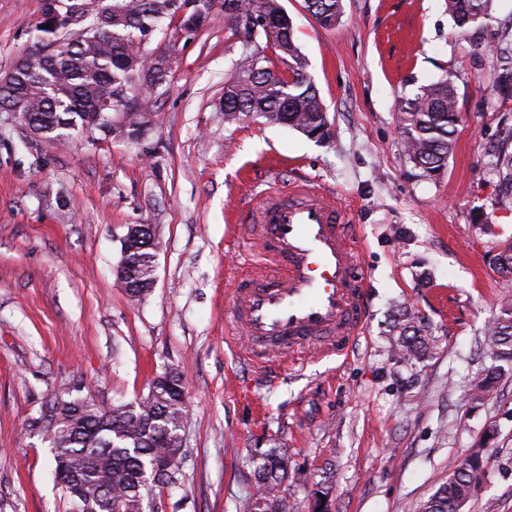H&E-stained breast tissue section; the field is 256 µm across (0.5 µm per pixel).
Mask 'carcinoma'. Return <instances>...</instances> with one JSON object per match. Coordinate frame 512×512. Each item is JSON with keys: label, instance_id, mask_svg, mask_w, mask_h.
<instances>
[{"label": "carcinoma", "instance_id": "1", "mask_svg": "<svg viewBox=\"0 0 512 512\" xmlns=\"http://www.w3.org/2000/svg\"><path fill=\"white\" fill-rule=\"evenodd\" d=\"M492 2L448 0V13L463 29L488 17ZM215 8L224 11L245 40L273 43L287 67L283 73L266 65L264 58L242 55L233 81L224 88V119L235 121L254 114L271 125L322 128L327 109L306 75L280 0H249L244 8L238 0H201L197 20L204 21ZM305 8L324 27L335 25L343 14L342 0H305ZM175 16L173 0H112V15L102 27L65 43L35 67L15 71L11 84L0 85V100L20 105L41 126L73 117L81 126L91 121L96 103L110 93L112 111L128 115L126 127L112 136L139 140L148 132L140 113L151 111L152 99L131 103L122 97L123 91L134 84L152 89L164 84L170 59L145 65L137 37L142 23L153 22L160 29ZM497 82L500 95L512 97V56L503 62ZM398 111L409 159L424 175L439 174L454 149L461 122L453 82L445 78L420 88L413 98L398 101ZM494 172L503 193L511 195L512 152L505 146L496 152ZM132 261L137 264V278L126 293L138 300L151 290L153 254L139 248L132 253ZM394 328L401 359L419 361L430 356L429 339L409 313H400ZM486 341L499 359L471 380L477 397L512 372V303L504 304L488 325ZM183 388L179 374L169 371L153 380L147 397L112 408L89 395L53 393L47 398L49 412L39 410L27 420L26 429L48 437L55 481L68 498L79 495L91 505V512H145V502L157 485L175 487L181 481L183 457L173 443L187 414ZM483 473L484 459L476 452L423 502L420 512H456ZM149 474L160 475L159 484L147 480ZM256 479L266 495L251 503L250 512H288V503L279 494L288 479V463L277 449L261 453Z\"/></svg>", "mask_w": 512, "mask_h": 512}]
</instances>
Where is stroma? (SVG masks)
<instances>
[{"mask_svg":"<svg viewBox=\"0 0 512 512\" xmlns=\"http://www.w3.org/2000/svg\"><path fill=\"white\" fill-rule=\"evenodd\" d=\"M327 108L320 143L253 115L224 120V86L247 46L214 11L152 47L171 59L140 140L72 135L47 144L0 112V512H72L53 480L50 444L27 432L47 395L81 387L106 406L134 402L177 371L189 397L181 483L163 512H249L256 450L288 461V512L316 491L332 512H418L474 451L485 474L465 512H512V376L473 399L491 365L484 331L512 281L494 259L512 242V199L493 171L512 127L496 90L512 48V0L464 31L446 0H343L325 28L304 0H280ZM41 0H0V76L37 51ZM451 80L461 122L446 170L424 176L404 147L400 99ZM300 179L334 195L365 241L366 331L348 354L301 373L248 360L227 313L248 273L244 211L256 189ZM151 224L156 284L130 302L114 271L128 225ZM436 341L399 358L400 310Z\"/></svg>","mask_w":512,"mask_h":512,"instance_id":"stroma-1","label":"stroma"}]
</instances>
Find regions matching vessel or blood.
I'll list each match as a JSON object with an SVG mask.
<instances>
[{
	"mask_svg": "<svg viewBox=\"0 0 512 512\" xmlns=\"http://www.w3.org/2000/svg\"><path fill=\"white\" fill-rule=\"evenodd\" d=\"M256 262L235 282V329L270 352L344 353L367 320L355 225L313 184L269 187L248 218Z\"/></svg>",
	"mask_w": 512,
	"mask_h": 512,
	"instance_id": "b4317fda",
	"label": "vessel or blood"
}]
</instances>
